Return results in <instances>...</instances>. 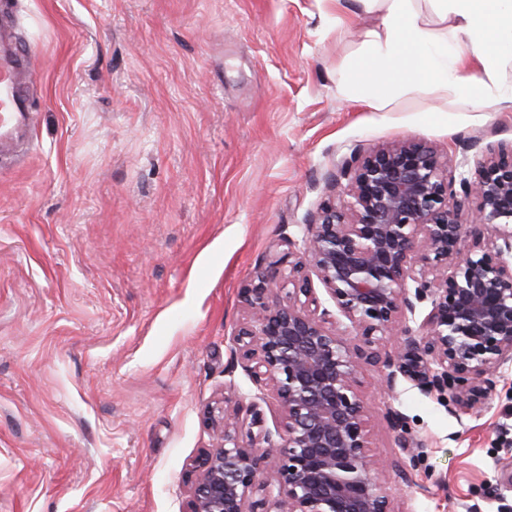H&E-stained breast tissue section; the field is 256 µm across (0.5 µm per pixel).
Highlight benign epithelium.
Returning a JSON list of instances; mask_svg holds the SVG:
<instances>
[{
	"instance_id": "benign-epithelium-1",
	"label": "benign epithelium",
	"mask_w": 512,
	"mask_h": 512,
	"mask_svg": "<svg viewBox=\"0 0 512 512\" xmlns=\"http://www.w3.org/2000/svg\"><path fill=\"white\" fill-rule=\"evenodd\" d=\"M338 199L304 224L303 251L332 306L318 296L296 242L240 289L236 350L281 425L263 427L255 401L205 406L216 442L193 460L186 512H391L369 454L361 361L472 417L512 365V144L489 145L472 170L428 144L357 149L333 175ZM288 286L286 298L276 286ZM355 330L350 334L349 330ZM394 347L373 346L387 338ZM258 428L240 437L245 419ZM385 420L418 469L424 444L408 417Z\"/></svg>"
}]
</instances>
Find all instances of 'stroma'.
<instances>
[{"label":"stroma","instance_id":"obj_1","mask_svg":"<svg viewBox=\"0 0 512 512\" xmlns=\"http://www.w3.org/2000/svg\"><path fill=\"white\" fill-rule=\"evenodd\" d=\"M37 57L33 145L0 163V512H185L208 401L253 400L238 292L356 147L474 165L512 107L378 112L338 84L379 14L358 0H0ZM363 363L393 512H512V370L489 405L389 391ZM425 446L404 479L385 412Z\"/></svg>","mask_w":512,"mask_h":512}]
</instances>
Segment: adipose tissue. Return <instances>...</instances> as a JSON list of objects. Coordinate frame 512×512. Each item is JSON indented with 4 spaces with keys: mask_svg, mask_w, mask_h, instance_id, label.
I'll return each instance as SVG.
<instances>
[{
    "mask_svg": "<svg viewBox=\"0 0 512 512\" xmlns=\"http://www.w3.org/2000/svg\"><path fill=\"white\" fill-rule=\"evenodd\" d=\"M383 13L380 28L367 32L362 51L340 88L380 112L400 108L406 96L434 88L444 108L478 104L512 107V82L500 80L512 62V0H436L449 30L431 29L412 0H360ZM478 74L463 83L461 69Z\"/></svg>",
    "mask_w": 512,
    "mask_h": 512,
    "instance_id": "adipose-tissue-1",
    "label": "adipose tissue"
}]
</instances>
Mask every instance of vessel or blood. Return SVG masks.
Here are the masks:
<instances>
[{"mask_svg":"<svg viewBox=\"0 0 512 512\" xmlns=\"http://www.w3.org/2000/svg\"><path fill=\"white\" fill-rule=\"evenodd\" d=\"M34 58L10 26H0V160L36 134V114L19 92L32 75Z\"/></svg>","mask_w":512,"mask_h":512,"instance_id":"vessel-or-blood-1","label":"vessel or blood"}]
</instances>
